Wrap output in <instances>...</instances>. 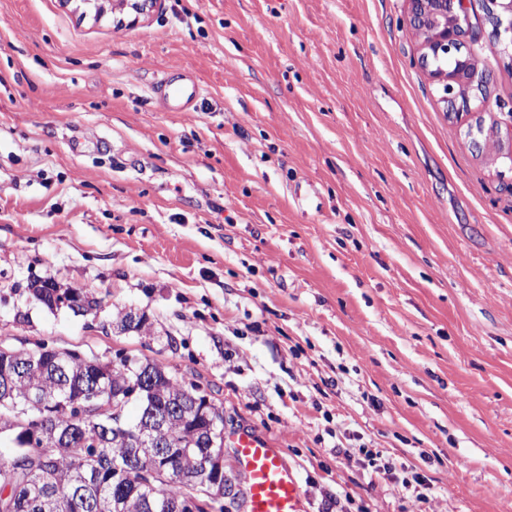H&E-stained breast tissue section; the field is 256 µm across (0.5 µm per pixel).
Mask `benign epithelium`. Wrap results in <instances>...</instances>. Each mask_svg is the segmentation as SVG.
<instances>
[{
    "mask_svg": "<svg viewBox=\"0 0 512 512\" xmlns=\"http://www.w3.org/2000/svg\"><path fill=\"white\" fill-rule=\"evenodd\" d=\"M408 23L418 33L422 65L430 80L441 91L440 100L448 112V121L460 123L471 111V102H485L490 96L492 73L481 55L480 31L488 25L497 47L496 60L512 61V0H482L483 15L470 16L472 0H408ZM442 56H461L454 71L433 66ZM509 119L495 121L499 136L506 141L504 150L496 158L500 165L512 169V110ZM24 411L0 418V434L19 427H29L23 419ZM149 423H131L117 433L116 439L130 448L155 447L159 436L167 434L169 416L166 413H148ZM203 494L214 500H226L224 512L238 502L236 494L227 485L213 482L202 484Z\"/></svg>",
    "mask_w": 512,
    "mask_h": 512,
    "instance_id": "obj_1",
    "label": "benign epithelium"
}]
</instances>
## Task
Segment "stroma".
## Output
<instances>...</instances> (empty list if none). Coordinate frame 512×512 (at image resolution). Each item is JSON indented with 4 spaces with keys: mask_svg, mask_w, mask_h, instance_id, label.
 Here are the masks:
<instances>
[{
    "mask_svg": "<svg viewBox=\"0 0 512 512\" xmlns=\"http://www.w3.org/2000/svg\"><path fill=\"white\" fill-rule=\"evenodd\" d=\"M408 0H0V335L149 359L287 450L306 512H414L335 447L512 512V170L450 124ZM206 90L193 112L152 92ZM51 279L102 298L31 301ZM149 332L104 333L119 310ZM156 87L169 112H193L205 96L203 86L182 73H162L156 81Z\"/></svg>",
    "mask_w": 512,
    "mask_h": 512,
    "instance_id": "1",
    "label": "stroma"
}]
</instances>
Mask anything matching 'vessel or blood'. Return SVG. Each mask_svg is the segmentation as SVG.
Listing matches in <instances>:
<instances>
[{"mask_svg": "<svg viewBox=\"0 0 512 512\" xmlns=\"http://www.w3.org/2000/svg\"><path fill=\"white\" fill-rule=\"evenodd\" d=\"M156 87L170 112L195 111L205 96L203 86L182 73H162ZM225 445L233 449L246 484L244 512H304L302 489L288 466L286 449L246 428L226 435Z\"/></svg>", "mask_w": 512, "mask_h": 512, "instance_id": "1", "label": "vessel or blood"}]
</instances>
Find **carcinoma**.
Listing matches in <instances>:
<instances>
[{
  "label": "carcinoma",
  "instance_id": "1",
  "mask_svg": "<svg viewBox=\"0 0 512 512\" xmlns=\"http://www.w3.org/2000/svg\"><path fill=\"white\" fill-rule=\"evenodd\" d=\"M29 292L54 310L79 290L35 280ZM1 348L9 355L0 352V374L30 359L35 367L13 376L12 401L27 407L31 422L28 439L10 447V456L23 454L25 461L9 477L0 476V512H174L187 487L201 481L202 463H207V478L224 481V449L192 445L201 421L172 416L171 447L163 454L157 448H127L112 439V390L123 382L124 368L98 371L45 341L30 347L1 342ZM142 364L151 368L154 380L132 397L140 417L150 407L166 409L178 397L201 389L162 364L148 359ZM90 390L98 394L91 401L86 395ZM157 461L171 480L152 495L141 478ZM116 462L128 467L121 480L112 478Z\"/></svg>",
  "mask_w": 512,
  "mask_h": 512
}]
</instances>
